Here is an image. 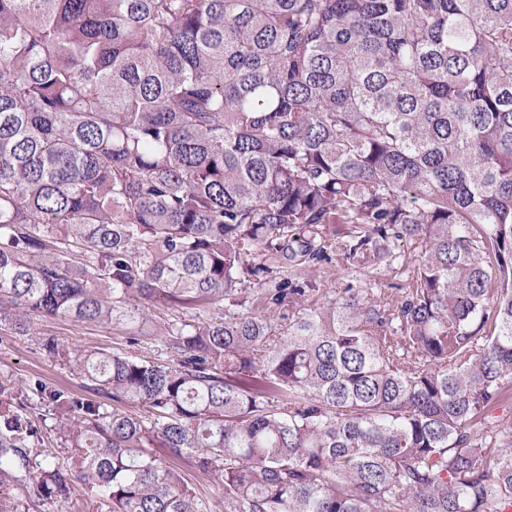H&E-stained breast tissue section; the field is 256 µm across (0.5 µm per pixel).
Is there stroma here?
<instances>
[{
  "label": "stroma",
  "mask_w": 512,
  "mask_h": 512,
  "mask_svg": "<svg viewBox=\"0 0 512 512\" xmlns=\"http://www.w3.org/2000/svg\"><path fill=\"white\" fill-rule=\"evenodd\" d=\"M306 277L321 284L324 289L343 288L350 282L362 279L368 287L385 290L396 295L398 286L404 285L406 276L400 270L387 266L373 269L358 267L346 258L344 252L333 250L328 260L306 269ZM30 330L20 333L0 329V383L13 386L12 405L24 403L20 391L22 383L40 379L47 385L64 390L81 398H91L79 374L51 360L40 350L38 339L53 336L72 347L103 349L128 355H145L159 359L172 358L170 349L158 343L132 344L133 328L124 324L95 325L70 319L30 317ZM17 512H97V506L83 486H75L71 498L55 502L44 500L25 486L12 492Z\"/></svg>",
  "instance_id": "35a3bbf8"
}]
</instances>
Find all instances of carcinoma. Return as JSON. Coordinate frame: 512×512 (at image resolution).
Wrapping results in <instances>:
<instances>
[{
  "mask_svg": "<svg viewBox=\"0 0 512 512\" xmlns=\"http://www.w3.org/2000/svg\"><path fill=\"white\" fill-rule=\"evenodd\" d=\"M331 224L363 268L418 244L396 300L298 275ZM253 288L285 333L226 314ZM158 296L216 310L170 360L41 339L148 411L26 383L63 414L0 408V512H203L184 457L224 512L512 508V0H0V327ZM12 493L16 512H104L97 509V505L80 484L74 486L72 498L57 500L54 503L37 496L26 486L16 485ZM17 488V489H16ZM79 510V511H78ZM98 510V511H97Z\"/></svg>",
  "mask_w": 512,
  "mask_h": 512,
  "instance_id": "carcinoma-1",
  "label": "carcinoma"
}]
</instances>
